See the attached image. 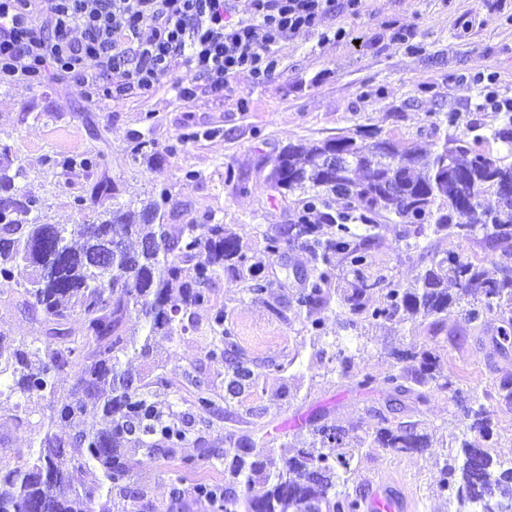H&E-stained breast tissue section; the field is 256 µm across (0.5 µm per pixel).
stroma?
I'll return each instance as SVG.
<instances>
[{
    "mask_svg": "<svg viewBox=\"0 0 512 512\" xmlns=\"http://www.w3.org/2000/svg\"><path fill=\"white\" fill-rule=\"evenodd\" d=\"M338 28L345 37H335ZM275 52L280 66L266 83L239 77L189 101L166 83L146 98L116 94L93 102L65 75L48 76L38 86L2 78L0 148H7L11 169L21 170V189L40 201L44 223L89 224L112 202L136 207L164 187L171 197L166 223L227 225L250 254L263 247L265 234L284 230L302 213L295 199L271 198L265 183L271 159L288 143L373 129L430 148L439 140L431 127L438 112L461 113L484 133L499 127L500 113L483 102L489 89L512 101V0H361L355 12L341 4L335 16ZM482 74L492 77L491 87L479 83ZM88 156L100 157V166L81 167ZM103 176L114 183L117 198H92ZM403 231V225L384 223L367 276L406 284L422 271L424 252L406 246ZM267 272L279 286L261 299L218 273L209 284L210 306L195 309L186 334L163 343L153 360L127 359L132 373L167 379V386H153V400L162 411L190 420L182 448L137 468L144 505L133 512H172L177 500L183 512H213L193 487L201 479L223 482L226 436L250 437L256 450L266 452L305 437L313 421L364 431L378 409L393 421L427 427L433 446L399 456L365 449L352 490L364 495L386 482L404 491L407 512H456L454 498L438 488L437 463L464 423L448 392L419 402L385 385L397 370L390 355L395 346L440 347L444 374L482 397L491 411L493 456L512 460V405L494 399L498 385L512 381V342H502L494 316L469 324L451 315L447 333L434 339L410 320L340 329L335 311H328V331L338 333L352 356L342 373L330 359L333 346L312 345L295 303L314 275L308 253L285 245L270 257ZM275 304L285 318L272 314ZM217 308L225 310L257 373L254 385L234 396L223 365L208 357L218 340L212 328ZM38 328L13 293L0 294V336L30 338ZM368 373L376 381L365 387L361 380ZM199 387L213 399V413L193 407ZM46 411L45 402L25 399L18 420L0 419V464L14 467L30 458L35 425ZM183 456L199 458L200 469L176 487L170 476Z\"/></svg>",
    "mask_w": 512,
    "mask_h": 512,
    "instance_id": "stroma-1",
    "label": "stroma"
}]
</instances>
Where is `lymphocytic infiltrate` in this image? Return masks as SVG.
Listing matches in <instances>:
<instances>
[{
  "label": "lymphocytic infiltrate",
  "mask_w": 512,
  "mask_h": 512,
  "mask_svg": "<svg viewBox=\"0 0 512 512\" xmlns=\"http://www.w3.org/2000/svg\"><path fill=\"white\" fill-rule=\"evenodd\" d=\"M335 12L336 0H0V76L68 75L93 102L168 80L188 101L240 76L265 83L274 46Z\"/></svg>",
  "instance_id": "lymphocytic-infiltrate-1"
}]
</instances>
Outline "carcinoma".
<instances>
[{
    "mask_svg": "<svg viewBox=\"0 0 512 512\" xmlns=\"http://www.w3.org/2000/svg\"><path fill=\"white\" fill-rule=\"evenodd\" d=\"M492 142L512 152L511 112L488 136H445L432 151L373 130L308 145L291 142L273 160L266 183L284 200L303 195V214L286 235H265L263 248L252 255L241 252L224 224L164 223L163 191L138 210L114 203L96 224H44L36 199L16 186L19 172L0 165V286L17 292L18 303L39 317L43 333L37 348L24 338L0 336V414L17 418L15 396L37 397L49 410L30 460L0 467V512H112L115 493L133 502L143 499L134 486L135 468L160 452L175 453L189 429L151 400L149 388L169 382L135 376L121 358L147 359L186 332L179 314L210 304L206 285L221 270L257 297L269 293L274 281L266 275V260L285 241L305 247L314 263L313 279L295 301L306 310L316 340L326 335L320 314L333 300L353 316L354 327L385 324L404 313L436 338L452 312L469 324L494 314L499 335L512 339V279L505 273L512 262V200H499L492 189L494 182L512 181V161L495 153ZM334 148L346 152L347 166L331 173L327 154ZM330 196L343 199L345 210L312 223L308 213L329 207ZM382 217L408 226L405 238L416 247L422 239L451 234L496 249L503 273L490 278L481 263L444 250L432 252L429 265L406 287L371 280L362 269L380 243ZM338 255L351 266L352 278L336 275ZM374 290L380 299L369 307L366 295ZM133 313L141 322V340L126 328ZM75 317L85 328L80 338L69 331ZM226 320L224 309H216L213 325L220 338L209 356L224 364L229 393L237 394L253 385L255 373ZM391 355L402 362L385 380L393 391L420 402L429 390H452L439 348ZM63 373L72 374L73 383L68 401L58 407ZM460 407L466 432L453 436L459 451L440 467L439 489L454 492L471 512H512V466L493 459L482 443L490 410L477 396L460 401ZM375 419L362 436L313 423L308 444L285 442L266 453L230 435L224 483L200 481L194 492L217 512H361V496L346 488L356 479L363 449L399 455L431 447L420 423H393L379 411ZM90 464L103 481L75 486L70 469ZM197 466L192 456L180 458L172 481L183 482Z\"/></svg>",
    "mask_w": 512,
    "mask_h": 512,
    "instance_id": "obj_1",
    "label": "carcinoma"
}]
</instances>
